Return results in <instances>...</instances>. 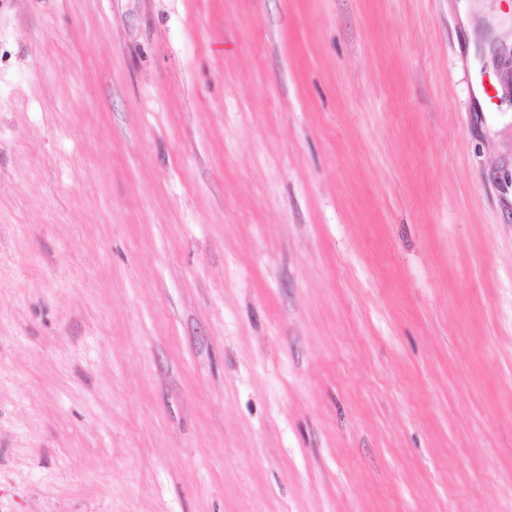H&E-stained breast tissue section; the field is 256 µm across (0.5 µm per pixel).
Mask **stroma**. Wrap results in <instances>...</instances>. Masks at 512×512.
<instances>
[{
	"label": "stroma",
	"instance_id": "obj_1",
	"mask_svg": "<svg viewBox=\"0 0 512 512\" xmlns=\"http://www.w3.org/2000/svg\"><path fill=\"white\" fill-rule=\"evenodd\" d=\"M472 3L0 0V512H512Z\"/></svg>",
	"mask_w": 512,
	"mask_h": 512
}]
</instances>
